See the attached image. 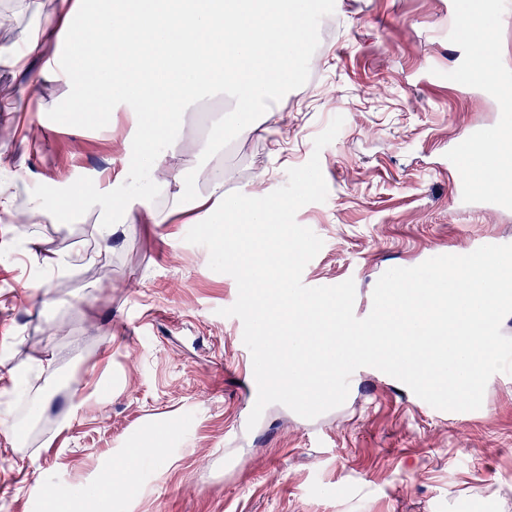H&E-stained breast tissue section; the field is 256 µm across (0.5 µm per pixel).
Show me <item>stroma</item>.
<instances>
[{
    "instance_id": "stroma-1",
    "label": "stroma",
    "mask_w": 512,
    "mask_h": 512,
    "mask_svg": "<svg viewBox=\"0 0 512 512\" xmlns=\"http://www.w3.org/2000/svg\"><path fill=\"white\" fill-rule=\"evenodd\" d=\"M323 22L277 96L273 135L238 137L216 154L224 189L283 186L305 164L313 139L344 118L320 164L325 202L303 206L299 224L324 245L304 284L353 279L355 311L368 310L379 277L414 267L434 249L512 238V209L474 214L452 196L442 163L456 139L493 128L498 100L479 81L431 85L430 67L451 70L463 41H448V0H327ZM52 0H0V43L34 34ZM66 39L46 58L52 80L28 86L0 65V149L21 193L91 184L100 170L124 204L121 228L100 242L98 207L57 224L0 223V361L33 375L0 393V418L25 435L0 433V512H48L69 491L101 483L133 460L145 432L166 444L163 465L130 485L106 487L112 512H512V377L490 378L484 405L465 420L415 410L374 368L346 402L315 419L281 404L252 430L235 426L253 404L242 390L236 330L220 311L234 278L212 271L209 252L185 242L191 204L168 199L169 221L149 224L124 165L138 123L116 112L111 128L70 112L75 76ZM198 112L184 116L177 161L197 170L206 144ZM41 129L28 149L20 139ZM62 259L46 272L29 255ZM45 410L27 414L31 401ZM39 477L43 494L30 496Z\"/></svg>"
}]
</instances>
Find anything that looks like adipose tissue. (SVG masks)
<instances>
[{"label": "adipose tissue", "mask_w": 512, "mask_h": 512, "mask_svg": "<svg viewBox=\"0 0 512 512\" xmlns=\"http://www.w3.org/2000/svg\"><path fill=\"white\" fill-rule=\"evenodd\" d=\"M313 9L314 0H55L40 34L0 43V65L44 80L46 72L33 71L32 63L54 37L66 36L78 73L75 110L104 126L118 108L135 112L140 141L127 152L126 168L148 174L154 189L166 192L182 182L176 140L203 90L231 96L228 119L240 135L262 131L273 115L265 101L293 74ZM497 151H512V133L474 145L469 163L477 182L512 181V168L493 162ZM109 179L103 172L96 185L64 194L46 187L21 212L12 192L17 175L0 159V222L54 224L63 208L92 202L111 212V197L98 191Z\"/></svg>", "instance_id": "ef3b65f1"}]
</instances>
